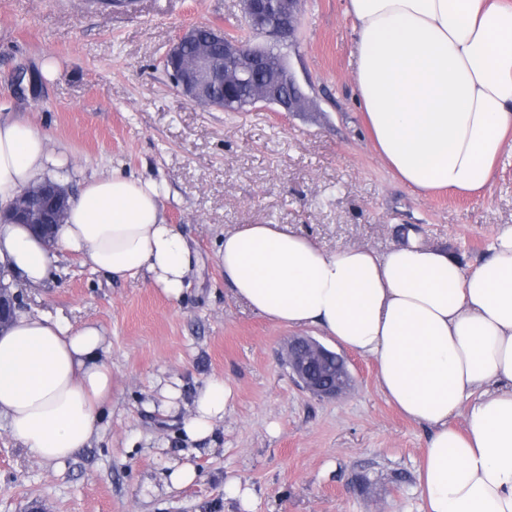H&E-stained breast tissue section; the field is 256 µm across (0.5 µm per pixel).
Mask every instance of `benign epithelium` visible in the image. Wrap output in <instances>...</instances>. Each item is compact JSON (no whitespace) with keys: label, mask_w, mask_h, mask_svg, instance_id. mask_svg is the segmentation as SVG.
Instances as JSON below:
<instances>
[{"label":"benign epithelium","mask_w":512,"mask_h":512,"mask_svg":"<svg viewBox=\"0 0 512 512\" xmlns=\"http://www.w3.org/2000/svg\"><path fill=\"white\" fill-rule=\"evenodd\" d=\"M299 0H241L243 18L248 23L264 21V25L254 30L268 38L266 45H253L233 38L218 26L213 27L216 40L224 45V59L235 61L241 57L251 62L259 61L269 46L281 42L284 37H293L295 27L288 31L276 25V19L284 12L292 15L297 10ZM190 36L185 32L173 43L164 60L181 61L182 78L174 79L180 93L189 101L209 106L206 87L211 83L224 84V91L245 83L250 77L251 68L231 65L219 69L210 62L207 52L202 51L194 58L180 55L182 42ZM15 91L24 95L36 94L40 85L37 72L30 69L19 70L11 76ZM262 102L273 105L285 112H302L309 104V97L302 90L289 62L282 60L276 80L252 90L251 103ZM69 190L52 181L24 189L13 208L7 214L0 212V224H26L34 235L40 238L48 250L56 245V231L67 213ZM7 274L0 271V333L11 323L15 311L20 309L19 295L12 292L5 283ZM285 363L297 384L312 397L331 400L346 394L353 386V377L347 359L327 348L310 336L292 337L286 348Z\"/></svg>","instance_id":"benign-epithelium-1"}]
</instances>
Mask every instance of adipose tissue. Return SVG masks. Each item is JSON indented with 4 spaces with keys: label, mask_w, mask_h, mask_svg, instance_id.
<instances>
[{
    "label": "adipose tissue",
    "mask_w": 512,
    "mask_h": 512,
    "mask_svg": "<svg viewBox=\"0 0 512 512\" xmlns=\"http://www.w3.org/2000/svg\"><path fill=\"white\" fill-rule=\"evenodd\" d=\"M345 11L358 31L356 97L381 159L418 193L483 190L512 135V0H346ZM61 163L45 134L0 120V210ZM58 244L114 278L148 272L172 299L197 263L157 185L117 172L85 182ZM217 257L256 313L319 327L375 360L387 401L431 430L418 467L425 512H512V226L469 271L413 235L385 254L328 251L276 224L225 232ZM51 264L27 226L0 227V266L20 284L39 285ZM104 351L102 328L43 313H18L0 334V415L41 462L88 444L112 390ZM233 399L209 381L188 439L209 438Z\"/></svg>",
    "instance_id": "adipose-tissue-1"
}]
</instances>
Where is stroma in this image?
I'll use <instances>...</instances> for the list:
<instances>
[{
  "instance_id": "1",
  "label": "stroma",
  "mask_w": 512,
  "mask_h": 512,
  "mask_svg": "<svg viewBox=\"0 0 512 512\" xmlns=\"http://www.w3.org/2000/svg\"><path fill=\"white\" fill-rule=\"evenodd\" d=\"M199 24L246 34L239 0H0V118L48 135L68 159L51 175L72 193L115 171L156 181L167 223L200 260L178 300L147 275L115 280L61 250L41 286L21 287L22 311L104 329L112 395L88 446L58 466L0 418V512H424L417 470L429 431L388 403L375 361L348 353L355 383L343 396L304 392L283 362L288 339L335 341L233 297L216 252L239 224L381 253L412 229L471 269L512 224V140L485 190L415 193L379 160L354 99L345 0H302L285 54L311 101L303 112L189 102L162 59ZM48 58L56 76L37 96L14 94L11 75ZM214 378L234 401L212 443L195 445L182 424ZM168 385L179 397L167 410ZM177 462L198 478L175 489L167 473ZM233 483L250 489L249 504L229 493Z\"/></svg>"
}]
</instances>
